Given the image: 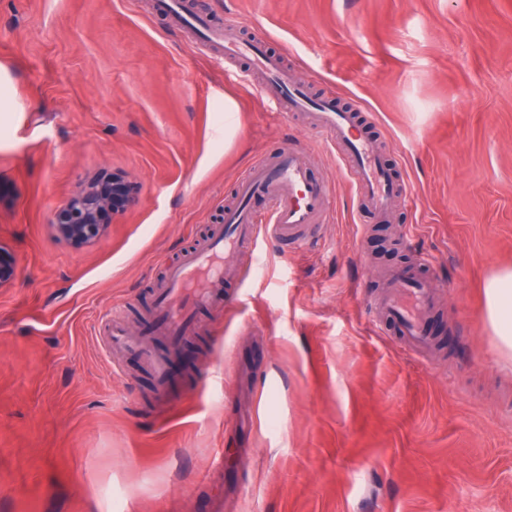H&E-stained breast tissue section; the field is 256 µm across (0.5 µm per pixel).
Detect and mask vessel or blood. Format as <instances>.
Instances as JSON below:
<instances>
[{
    "label": "vessel or blood",
    "mask_w": 512,
    "mask_h": 512,
    "mask_svg": "<svg viewBox=\"0 0 512 512\" xmlns=\"http://www.w3.org/2000/svg\"><path fill=\"white\" fill-rule=\"evenodd\" d=\"M160 13L181 14L185 26L218 43L230 60L248 59L264 77L262 89L276 100L279 112L303 114L336 148L350 174L361 205L379 216L403 203L404 184L393 177L374 142L363 135L359 102L339 106L334 95L311 99L280 61L271 56L265 38L223 36L210 20L182 13L181 0H153ZM331 189L309 175L303 150L283 148L262 158L236 183L235 199L215 225L207 246L188 252L167 268L165 288L157 295L145 325L146 337L131 338L120 318L103 328L105 343L113 351H133L145 358L160 408L175 407L170 394L171 363L182 340L192 331L196 310L213 306L225 282L238 279L251 263L253 245L260 236L294 242L311 239L329 209ZM263 209H256L255 200ZM388 288L374 304L376 324H396L405 350L423 352L434 344L426 321L437 305L435 283L420 269L404 266L386 272Z\"/></svg>",
    "instance_id": "obj_1"
}]
</instances>
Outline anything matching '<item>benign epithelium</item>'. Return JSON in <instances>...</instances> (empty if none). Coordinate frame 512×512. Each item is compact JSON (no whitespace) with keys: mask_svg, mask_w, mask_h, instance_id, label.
I'll list each match as a JSON object with an SVG mask.
<instances>
[{"mask_svg":"<svg viewBox=\"0 0 512 512\" xmlns=\"http://www.w3.org/2000/svg\"><path fill=\"white\" fill-rule=\"evenodd\" d=\"M110 202L87 185L77 190L60 207L58 215L68 214L67 224L56 220L55 226L60 235L69 242L80 245L96 240L106 225L100 223V214L109 209Z\"/></svg>","mask_w":512,"mask_h":512,"instance_id":"benign-epithelium-1","label":"benign epithelium"}]
</instances>
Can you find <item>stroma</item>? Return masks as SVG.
I'll use <instances>...</instances> for the list:
<instances>
[{
	"mask_svg": "<svg viewBox=\"0 0 512 512\" xmlns=\"http://www.w3.org/2000/svg\"><path fill=\"white\" fill-rule=\"evenodd\" d=\"M183 3L266 37L311 95L360 101L406 200L377 221L325 135L152 0H0V512H108L103 484L124 512H201L218 489L224 512H512V366L482 293L512 266V0ZM287 145L334 187L318 241L259 238L179 351L197 394L163 411L99 328L117 308L138 335L167 266ZM107 176L126 203L71 244L56 210ZM421 263L428 361L371 324L377 270Z\"/></svg>",
	"mask_w": 512,
	"mask_h": 512,
	"instance_id": "35a3bbf8",
	"label": "stroma"
}]
</instances>
